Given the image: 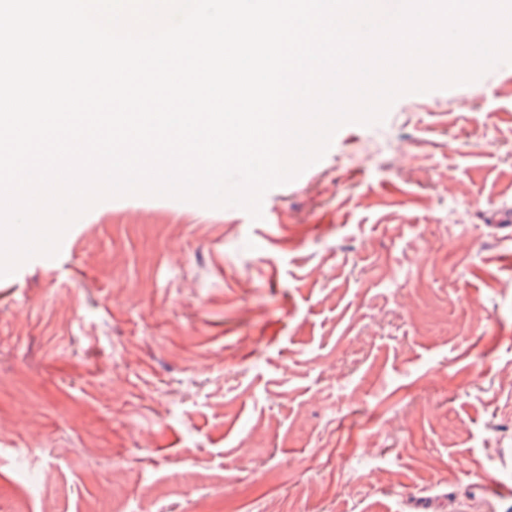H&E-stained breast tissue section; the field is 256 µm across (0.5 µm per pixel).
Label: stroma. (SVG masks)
Here are the masks:
<instances>
[{
	"instance_id": "obj_1",
	"label": "stroma",
	"mask_w": 512,
	"mask_h": 512,
	"mask_svg": "<svg viewBox=\"0 0 512 512\" xmlns=\"http://www.w3.org/2000/svg\"><path fill=\"white\" fill-rule=\"evenodd\" d=\"M262 213L109 199L0 280V512H512V64Z\"/></svg>"
}]
</instances>
